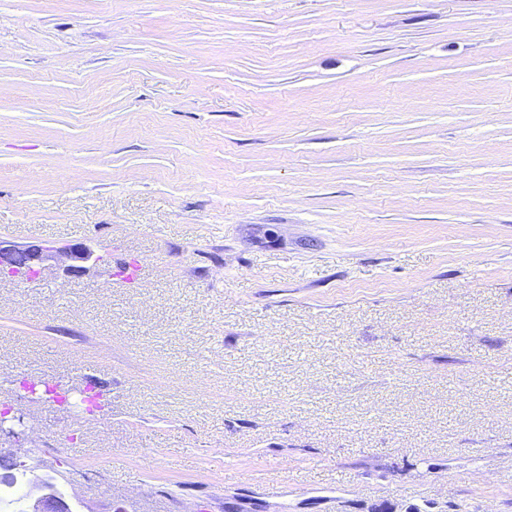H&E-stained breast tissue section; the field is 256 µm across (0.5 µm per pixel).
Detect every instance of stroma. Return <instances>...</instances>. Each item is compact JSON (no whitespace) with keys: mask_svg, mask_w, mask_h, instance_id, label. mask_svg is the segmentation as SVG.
Segmentation results:
<instances>
[{"mask_svg":"<svg viewBox=\"0 0 512 512\" xmlns=\"http://www.w3.org/2000/svg\"><path fill=\"white\" fill-rule=\"evenodd\" d=\"M0 238L83 512H512V0H0ZM49 248L38 245L18 244L15 242L2 241L0 238V275L15 277L13 271L23 269L26 274H37L41 272L43 263L48 259ZM20 255L24 259L22 266L14 263V258Z\"/></svg>","mask_w":512,"mask_h":512,"instance_id":"35a3bbf8","label":"stroma"}]
</instances>
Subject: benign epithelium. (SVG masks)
Returning <instances> with one entry per match:
<instances>
[{
    "label": "benign epithelium",
    "instance_id": "benign-epithelium-1",
    "mask_svg": "<svg viewBox=\"0 0 512 512\" xmlns=\"http://www.w3.org/2000/svg\"><path fill=\"white\" fill-rule=\"evenodd\" d=\"M70 253L79 264L65 270L69 277L82 276L86 270L85 264L95 265L102 260L83 244L72 245ZM47 259V249L41 246L0 240L1 276L11 277L18 268L27 274H37ZM17 486L23 489L21 512H81L78 504L67 498L63 484L56 477L35 476L25 462L0 452V492L10 493Z\"/></svg>",
    "mask_w": 512,
    "mask_h": 512
}]
</instances>
